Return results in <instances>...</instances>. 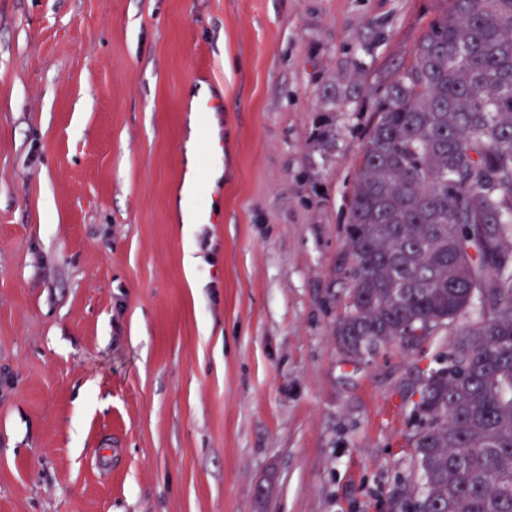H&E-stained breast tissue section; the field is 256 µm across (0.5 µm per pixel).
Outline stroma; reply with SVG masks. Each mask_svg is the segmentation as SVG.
Wrapping results in <instances>:
<instances>
[{
  "mask_svg": "<svg viewBox=\"0 0 512 512\" xmlns=\"http://www.w3.org/2000/svg\"><path fill=\"white\" fill-rule=\"evenodd\" d=\"M434 8L0 0V512H403L418 372L449 338L337 345L374 116L323 90L409 58Z\"/></svg>",
  "mask_w": 512,
  "mask_h": 512,
  "instance_id": "35a3bbf8",
  "label": "stroma"
}]
</instances>
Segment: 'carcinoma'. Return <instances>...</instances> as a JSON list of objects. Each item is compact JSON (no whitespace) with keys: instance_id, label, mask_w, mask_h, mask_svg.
Here are the masks:
<instances>
[{"instance_id":"cac0c4a2","label":"carcinoma","mask_w":512,"mask_h":512,"mask_svg":"<svg viewBox=\"0 0 512 512\" xmlns=\"http://www.w3.org/2000/svg\"><path fill=\"white\" fill-rule=\"evenodd\" d=\"M409 60L345 94L372 101L334 335L392 341L421 371L411 512H512V0H436Z\"/></svg>"}]
</instances>
